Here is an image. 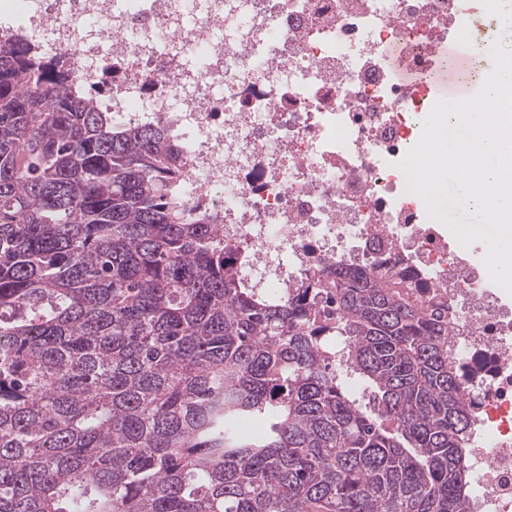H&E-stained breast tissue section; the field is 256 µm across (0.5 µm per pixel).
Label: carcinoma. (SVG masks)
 Returning <instances> with one entry per match:
<instances>
[{"label":"carcinoma","mask_w":512,"mask_h":512,"mask_svg":"<svg viewBox=\"0 0 512 512\" xmlns=\"http://www.w3.org/2000/svg\"><path fill=\"white\" fill-rule=\"evenodd\" d=\"M68 79L0 45V512H467L448 307L378 261L253 286L165 128Z\"/></svg>","instance_id":"carcinoma-1"}]
</instances>
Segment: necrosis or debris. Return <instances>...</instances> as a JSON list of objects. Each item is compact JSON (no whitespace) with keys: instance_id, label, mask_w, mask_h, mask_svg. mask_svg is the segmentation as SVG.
I'll return each mask as SVG.
<instances>
[{"instance_id":"necrosis-or-debris-1","label":"necrosis or debris","mask_w":512,"mask_h":512,"mask_svg":"<svg viewBox=\"0 0 512 512\" xmlns=\"http://www.w3.org/2000/svg\"><path fill=\"white\" fill-rule=\"evenodd\" d=\"M0 20L121 128H168L188 157L186 208L224 221L244 276L287 295L373 258L448 298L473 424L470 512H512V312L426 223L396 164L435 103L433 53L458 0H25Z\"/></svg>"}]
</instances>
